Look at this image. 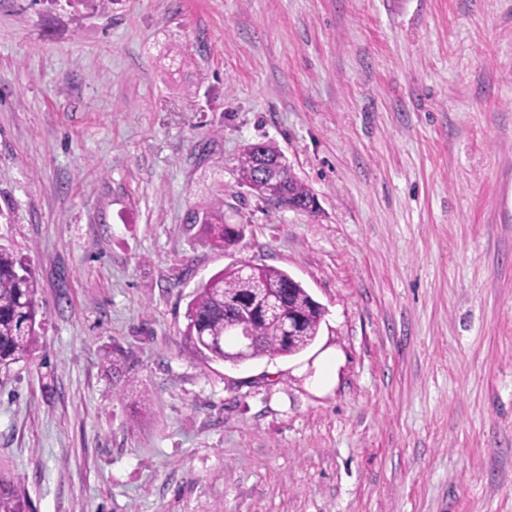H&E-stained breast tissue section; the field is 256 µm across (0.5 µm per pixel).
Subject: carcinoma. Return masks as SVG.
I'll return each mask as SVG.
<instances>
[{
	"instance_id": "1",
	"label": "carcinoma",
	"mask_w": 512,
	"mask_h": 512,
	"mask_svg": "<svg viewBox=\"0 0 512 512\" xmlns=\"http://www.w3.org/2000/svg\"><path fill=\"white\" fill-rule=\"evenodd\" d=\"M240 180L260 197L270 200L281 195L280 207H297L313 213L318 200L315 193L296 178L280 150L270 143L248 146L239 161ZM203 223L213 225L221 247L236 243L239 232L224 223V215L210 212ZM39 283L25 259L13 250L0 246V372L27 362L40 344L37 321ZM253 288H274L280 300V313L269 315L263 299ZM248 313L247 325L255 336L250 359L291 356L305 350L319 333L324 308L301 281L273 266L252 267L246 260H234L224 269L201 282L194 291L186 311L184 336L196 354L208 361L236 364V337L230 324L241 313ZM298 324L288 336V318ZM0 512H32L25 488L13 478L0 473Z\"/></svg>"
}]
</instances>
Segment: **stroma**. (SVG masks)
<instances>
[{
	"label": "stroma",
	"mask_w": 512,
	"mask_h": 512,
	"mask_svg": "<svg viewBox=\"0 0 512 512\" xmlns=\"http://www.w3.org/2000/svg\"><path fill=\"white\" fill-rule=\"evenodd\" d=\"M260 142L316 213L240 182ZM0 244L33 512H512V0H0ZM235 258L325 307L306 351L193 352ZM203 223L213 224L215 240L221 247L233 245L240 237L239 232L232 227L235 224H224V215L220 213H207L203 218ZM39 283L25 259L0 246V372L27 362L40 344Z\"/></svg>",
	"instance_id": "obj_1"
}]
</instances>
